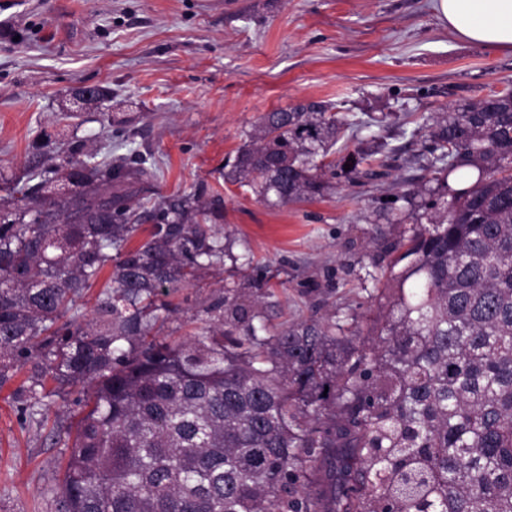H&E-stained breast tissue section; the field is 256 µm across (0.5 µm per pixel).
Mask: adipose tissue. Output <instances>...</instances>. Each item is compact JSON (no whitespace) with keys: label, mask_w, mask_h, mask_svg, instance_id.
Returning a JSON list of instances; mask_svg holds the SVG:
<instances>
[{"label":"adipose tissue","mask_w":512,"mask_h":512,"mask_svg":"<svg viewBox=\"0 0 512 512\" xmlns=\"http://www.w3.org/2000/svg\"><path fill=\"white\" fill-rule=\"evenodd\" d=\"M435 9L460 38L512 51V0H435Z\"/></svg>","instance_id":"1"}]
</instances>
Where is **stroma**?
Instances as JSON below:
<instances>
[{
    "instance_id": "35a3bbf8",
    "label": "stroma",
    "mask_w": 512,
    "mask_h": 512,
    "mask_svg": "<svg viewBox=\"0 0 512 512\" xmlns=\"http://www.w3.org/2000/svg\"><path fill=\"white\" fill-rule=\"evenodd\" d=\"M78 85L111 88L95 108L68 99ZM512 89V53L459 38L432 0H0V178H24L35 146L75 139L104 155L154 160L131 204L204 189L231 256L172 293L164 333L237 285L271 324L366 313L373 274L397 239L382 217L411 188L421 144L391 139L388 175L333 182L321 198L264 203L225 180L259 117L303 99L372 116L438 112ZM0 389V512H54L67 448L51 424L80 412L56 397L49 426H28Z\"/></svg>"
}]
</instances>
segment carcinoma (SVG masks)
<instances>
[{
	"label": "carcinoma",
	"instance_id": "obj_1",
	"mask_svg": "<svg viewBox=\"0 0 512 512\" xmlns=\"http://www.w3.org/2000/svg\"><path fill=\"white\" fill-rule=\"evenodd\" d=\"M385 125L421 140L429 178L387 211L397 255L348 325L268 324L232 286L161 339L160 296L224 263L202 193L140 213L127 165L80 141L0 185V390L29 364V424L67 388L87 408L53 429L55 512H512V90L367 121L303 100L244 132L225 177L272 206L316 199L385 166L389 143L358 138ZM328 448L349 452L322 497Z\"/></svg>",
	"mask_w": 512,
	"mask_h": 512
}]
</instances>
